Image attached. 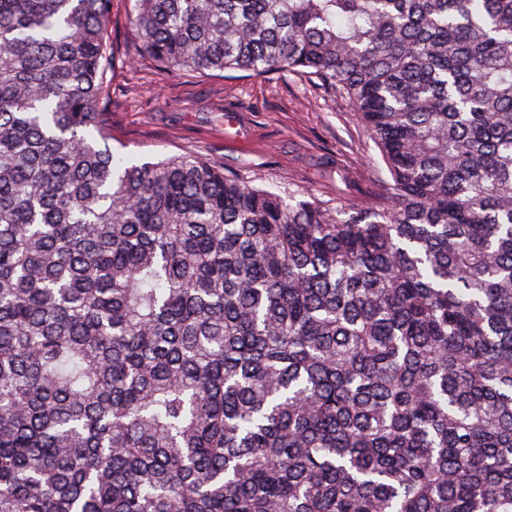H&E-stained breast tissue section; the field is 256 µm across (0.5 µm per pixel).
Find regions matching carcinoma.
<instances>
[{
    "label": "carcinoma",
    "mask_w": 512,
    "mask_h": 512,
    "mask_svg": "<svg viewBox=\"0 0 512 512\" xmlns=\"http://www.w3.org/2000/svg\"><path fill=\"white\" fill-rule=\"evenodd\" d=\"M112 0H0V512H512V0H135L168 72H300L332 209L112 154Z\"/></svg>",
    "instance_id": "carcinoma-1"
}]
</instances>
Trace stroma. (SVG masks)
Listing matches in <instances>:
<instances>
[{"label":"stroma","instance_id":"stroma-1","mask_svg":"<svg viewBox=\"0 0 512 512\" xmlns=\"http://www.w3.org/2000/svg\"><path fill=\"white\" fill-rule=\"evenodd\" d=\"M113 0L112 152L135 163L196 154L274 191L348 207L385 194L381 155L350 101L301 73L168 75L149 60Z\"/></svg>","mask_w":512,"mask_h":512}]
</instances>
